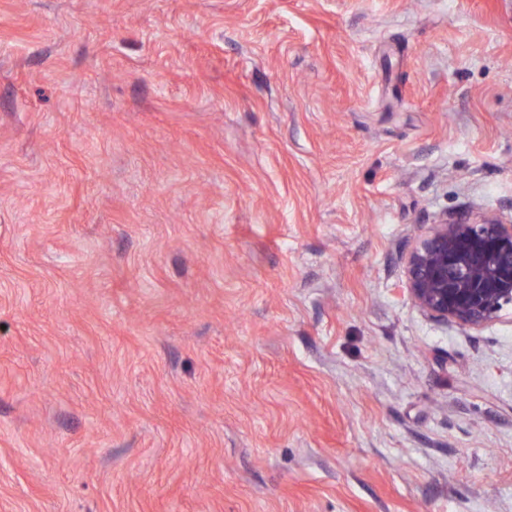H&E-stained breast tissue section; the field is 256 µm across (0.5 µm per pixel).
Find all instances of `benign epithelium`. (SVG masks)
<instances>
[{
  "label": "benign epithelium",
  "mask_w": 512,
  "mask_h": 512,
  "mask_svg": "<svg viewBox=\"0 0 512 512\" xmlns=\"http://www.w3.org/2000/svg\"><path fill=\"white\" fill-rule=\"evenodd\" d=\"M405 289L432 319L479 331L512 308V221L441 218L405 258Z\"/></svg>",
  "instance_id": "7a95c632"
}]
</instances>
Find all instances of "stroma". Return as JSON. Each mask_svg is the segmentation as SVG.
<instances>
[{"mask_svg":"<svg viewBox=\"0 0 512 512\" xmlns=\"http://www.w3.org/2000/svg\"><path fill=\"white\" fill-rule=\"evenodd\" d=\"M512 0H0V512H512ZM405 289L432 319L480 331L512 308V221L448 215L405 258Z\"/></svg>","mask_w":512,"mask_h":512,"instance_id":"stroma-1","label":"stroma"}]
</instances>
